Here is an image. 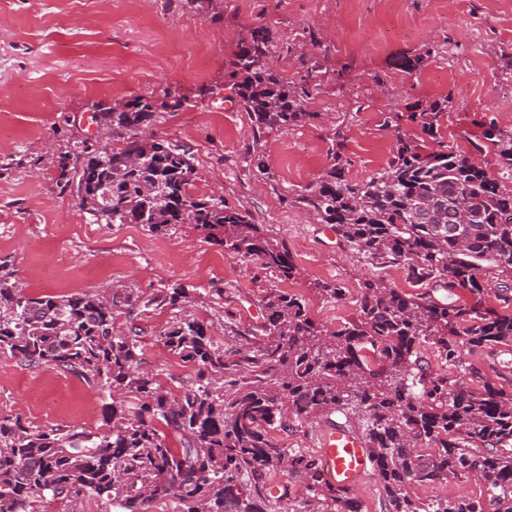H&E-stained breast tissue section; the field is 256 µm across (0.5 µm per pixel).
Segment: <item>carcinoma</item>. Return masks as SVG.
Segmentation results:
<instances>
[{
    "mask_svg": "<svg viewBox=\"0 0 512 512\" xmlns=\"http://www.w3.org/2000/svg\"><path fill=\"white\" fill-rule=\"evenodd\" d=\"M214 19L224 0H186ZM292 45L266 26L250 29L224 67V82L253 125L252 161L266 182L276 176L263 160L269 130L287 132L319 118L307 103L323 82L322 65L300 54L298 76L270 64ZM187 97L138 96L98 119L111 132L101 149L79 141L60 154L57 186L98 224H140L150 232L194 224L230 257L261 261L283 279L298 274L287 246L266 238L250 213L226 198L191 192L194 152L185 144L141 135L162 112ZM448 102L404 115L384 113L397 152L382 170L346 178L343 155L290 200L301 205L373 268L396 267L421 294L406 295L379 279L360 292L356 322L329 328L315 322L302 298L272 289L262 299L264 321L243 333L224 323L225 338L191 312L195 289L182 285L114 288L95 293L23 292L0 262V355L49 366L108 393L102 424L43 428L0 417V512H40L48 497L71 512L97 499L120 512H146L166 501L172 512H360L350 489L325 477L322 459L288 448L275 435L316 415H344L359 431L380 478L387 512H512V391L482 380L475 369L455 376L430 370L421 348L448 365L462 351L512 344V313L462 301L458 291L483 293L498 273L497 297L512 304V191L476 161L438 139ZM435 142L402 133V120ZM501 175L512 178V130L490 127ZM175 318L158 340L189 369L173 389L147 371L137 321L158 308ZM126 328L116 327V314ZM177 438L172 446L168 434ZM283 468L304 484H274ZM480 478L481 499L421 500L415 483Z\"/></svg>",
    "mask_w": 512,
    "mask_h": 512,
    "instance_id": "carcinoma-1",
    "label": "carcinoma"
}]
</instances>
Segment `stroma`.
Masks as SVG:
<instances>
[{
    "label": "stroma",
    "mask_w": 512,
    "mask_h": 512,
    "mask_svg": "<svg viewBox=\"0 0 512 512\" xmlns=\"http://www.w3.org/2000/svg\"><path fill=\"white\" fill-rule=\"evenodd\" d=\"M260 25L292 44L293 55L273 59L285 75L296 77L301 53L328 71L308 105L315 120L266 138L272 185L250 163L251 120L224 84L226 56ZM510 55L512 0H224L215 21L182 0H0V260L13 265L29 295L183 284L196 291L194 313L219 336L229 312L240 331L260 324L261 300L273 288L301 296L327 326L357 321L366 277L407 293L411 285L400 269L372 271L330 225L288 198L325 172L339 140L348 179L386 166L397 142L380 123L391 110L447 100L440 134L465 151L489 126L511 129L503 109L512 102V71L504 67ZM415 56L423 65L403 68V58ZM203 86L209 92L202 97ZM167 91L188 101L161 114L152 132L193 146V193L222 190L251 213L270 239L286 243L296 279L281 280L257 259L225 256L196 225L152 233L139 224H96L60 194L58 157L94 132L92 103ZM322 283L343 288V297L326 298ZM171 319L165 308L140 323L145 367L164 382L187 373L158 339ZM462 365L512 390V346L464 355ZM108 401L71 375L0 355V416L93 429ZM346 425L341 415L324 416L283 441L317 455L322 435Z\"/></svg>",
    "instance_id": "1"
}]
</instances>
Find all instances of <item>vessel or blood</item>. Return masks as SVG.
I'll list each match as a JSON object with an SVG mask.
<instances>
[{"label": "vessel or blood", "mask_w": 512, "mask_h": 512, "mask_svg": "<svg viewBox=\"0 0 512 512\" xmlns=\"http://www.w3.org/2000/svg\"><path fill=\"white\" fill-rule=\"evenodd\" d=\"M321 453L327 464L330 480L342 487L358 482L370 466L364 444L342 428L325 434Z\"/></svg>", "instance_id": "obj_1"}]
</instances>
